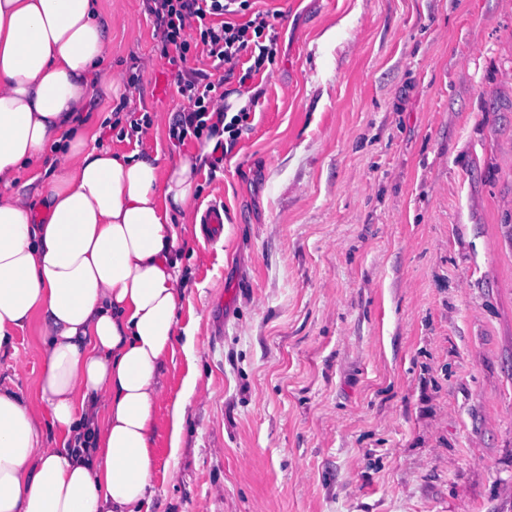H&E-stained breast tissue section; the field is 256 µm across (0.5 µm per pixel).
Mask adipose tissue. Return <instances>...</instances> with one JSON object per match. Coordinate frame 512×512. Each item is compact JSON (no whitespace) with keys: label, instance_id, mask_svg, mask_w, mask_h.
I'll return each mask as SVG.
<instances>
[{"label":"adipose tissue","instance_id":"obj_1","mask_svg":"<svg viewBox=\"0 0 512 512\" xmlns=\"http://www.w3.org/2000/svg\"><path fill=\"white\" fill-rule=\"evenodd\" d=\"M99 0H0V355L37 324L34 391L0 380V512H140L155 409L189 297L177 213L217 131L176 164L95 147L79 115L116 91ZM30 172V193L10 186Z\"/></svg>","mask_w":512,"mask_h":512}]
</instances>
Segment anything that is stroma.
Wrapping results in <instances>:
<instances>
[{
    "label": "stroma",
    "mask_w": 512,
    "mask_h": 512,
    "mask_svg": "<svg viewBox=\"0 0 512 512\" xmlns=\"http://www.w3.org/2000/svg\"><path fill=\"white\" fill-rule=\"evenodd\" d=\"M97 147L174 163L185 101L143 0H101ZM277 55L182 234L156 493L141 512H512V0H260ZM127 101L151 118L126 136ZM224 204L225 237L195 235ZM37 331L0 378L35 387ZM183 445L169 408L188 373Z\"/></svg>",
    "instance_id": "1"
}]
</instances>
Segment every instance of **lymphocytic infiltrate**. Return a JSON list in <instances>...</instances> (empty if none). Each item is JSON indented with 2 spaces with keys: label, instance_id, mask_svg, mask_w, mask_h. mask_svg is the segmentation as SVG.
Returning <instances> with one entry per match:
<instances>
[{
  "label": "lymphocytic infiltrate",
  "instance_id": "1",
  "mask_svg": "<svg viewBox=\"0 0 512 512\" xmlns=\"http://www.w3.org/2000/svg\"><path fill=\"white\" fill-rule=\"evenodd\" d=\"M146 10L154 27L156 53L172 65L187 63L193 56L207 58L231 72L243 68L242 78L247 81L277 53L275 45L261 42L270 27L269 12L253 10L250 0H146ZM191 30L197 31V39H188ZM252 47L257 55L249 66H242L243 52ZM215 89L203 73L180 79L179 92L187 105L171 129L173 139L181 142L209 131Z\"/></svg>",
  "mask_w": 512,
  "mask_h": 512
}]
</instances>
